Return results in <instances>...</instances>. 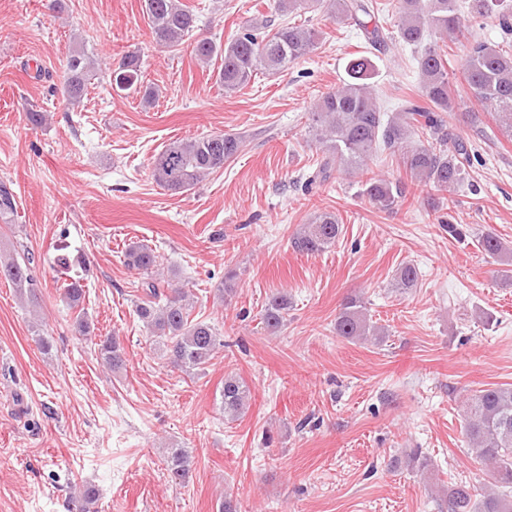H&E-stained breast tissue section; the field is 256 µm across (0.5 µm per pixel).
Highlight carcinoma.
Here are the masks:
<instances>
[{"label":"carcinoma","mask_w":512,"mask_h":512,"mask_svg":"<svg viewBox=\"0 0 512 512\" xmlns=\"http://www.w3.org/2000/svg\"><path fill=\"white\" fill-rule=\"evenodd\" d=\"M476 13L496 19L503 42L512 39V0H473ZM153 39L168 48L181 45L195 28L196 15L179 0H144ZM278 9L323 10L362 29L368 43L381 48L391 40L383 26L374 22L375 0H279ZM398 38L421 48L418 60L419 94L407 99L396 112L382 109L368 80L375 75V65L367 56L348 61V79L335 91L322 96L309 116V128L324 147L323 158L315 178L324 182L333 172L361 176L362 194L379 210H392L405 197L406 184L372 172L371 163L387 151L400 157L411 180L432 190L452 193L468 174L475 158L470 145L454 133L457 113L465 111L471 126L481 122L477 112L466 108V102L494 107L498 126L512 136V53L500 46L467 37V19L458 0H397ZM462 47L463 77L467 100L451 94L448 78V54L434 35ZM323 31L310 26L282 25L271 33L245 26L222 46L208 38L195 41L196 60L216 73V82L226 93H234L250 83L259 70L278 71L288 64L312 54ZM93 60L78 47L63 62L61 94L72 104L81 101L92 77ZM112 85L119 92L142 95L151 103L157 95L144 84L140 52L125 53L112 72ZM243 146V136L215 133L191 140L175 139L152 156L151 172L162 188L179 193L191 189L209 175L224 169ZM16 210L13 189L0 182V218ZM341 233V225L332 212H318L293 237L294 250L306 255L321 253L331 247ZM485 252L512 261V250L492 233L480 237ZM33 259L0 260V278L16 288L29 301L36 298ZM125 265L144 274L157 267L158 256L143 244H132L124 253ZM418 272L405 264L397 272V287L407 290L416 285ZM144 296L136 313L163 347V357L173 368L190 375L200 371L224 346L211 324L191 318L188 292L183 288H164L153 278L144 282ZM64 298L77 307L84 297L81 280L64 283ZM290 302L288 295L277 291L268 297L262 320L266 330L275 334L283 326ZM336 333L351 340L379 339V330L365 313V305L357 296H347L336 316ZM94 351L109 370L123 368L125 349L116 336H104L94 342ZM249 400V390L234 376L224 378L221 390L222 409L236 415ZM463 432L473 460L489 469L495 488L478 496L467 483L446 487L441 512H512V384H501L475 391L465 401ZM171 481L182 483L188 477L193 457L184 448H169L165 458ZM392 469L405 468L425 475L432 470L430 459L419 449L390 459Z\"/></svg>","instance_id":"1"}]
</instances>
